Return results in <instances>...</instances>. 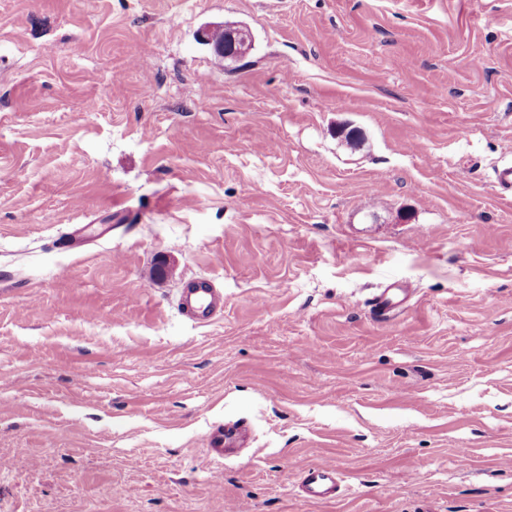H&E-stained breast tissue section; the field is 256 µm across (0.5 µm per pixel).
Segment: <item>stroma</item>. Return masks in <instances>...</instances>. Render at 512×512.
<instances>
[{
    "label": "stroma",
    "instance_id": "stroma-1",
    "mask_svg": "<svg viewBox=\"0 0 512 512\" xmlns=\"http://www.w3.org/2000/svg\"><path fill=\"white\" fill-rule=\"evenodd\" d=\"M510 163L512 0H0V512H512ZM252 43V35L247 26L233 25L225 28L224 43L215 44V50L225 58L233 59L241 56ZM246 51V52H247ZM179 308L194 323H209L224 311V294L210 280H191L181 289ZM244 430L239 425L225 426L212 437L211 446L215 455L224 457L236 453L243 440ZM299 492L314 501H330L339 495L340 477L335 466L320 464L305 468L300 474Z\"/></svg>",
    "mask_w": 512,
    "mask_h": 512
}]
</instances>
